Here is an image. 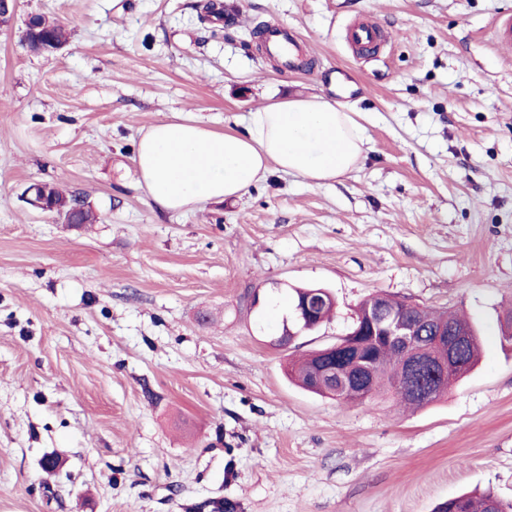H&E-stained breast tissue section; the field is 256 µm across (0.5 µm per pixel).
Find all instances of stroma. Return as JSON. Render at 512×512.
<instances>
[{"label":"stroma","mask_w":512,"mask_h":512,"mask_svg":"<svg viewBox=\"0 0 512 512\" xmlns=\"http://www.w3.org/2000/svg\"><path fill=\"white\" fill-rule=\"evenodd\" d=\"M19 0L0 30V512H434L512 500V0ZM61 21L34 54L27 14ZM388 36L357 57L347 25ZM297 35L290 71L260 47ZM334 87L363 164L328 186L278 171L184 213L136 183L142 132L176 114L243 131ZM94 214L32 210L30 182ZM336 313L277 345L288 292ZM464 312L482 357L442 399L340 404L289 382L375 293ZM61 464L46 473L42 461ZM436 512H512V503H504L492 492L480 497L460 494L440 504Z\"/></svg>","instance_id":"1"}]
</instances>
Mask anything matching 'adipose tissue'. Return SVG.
Wrapping results in <instances>:
<instances>
[{
  "label": "adipose tissue",
  "instance_id": "obj_1",
  "mask_svg": "<svg viewBox=\"0 0 512 512\" xmlns=\"http://www.w3.org/2000/svg\"><path fill=\"white\" fill-rule=\"evenodd\" d=\"M367 144L352 109L315 94L249 112L241 133H219L182 115L159 121L139 137L134 165L155 205L180 213L241 199L274 170L331 183L365 160Z\"/></svg>",
  "mask_w": 512,
  "mask_h": 512
}]
</instances>
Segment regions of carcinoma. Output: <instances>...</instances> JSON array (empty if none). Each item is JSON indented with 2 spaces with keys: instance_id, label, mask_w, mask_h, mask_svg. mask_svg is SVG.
Returning <instances> with one entry per match:
<instances>
[{
  "instance_id": "cac0c4a2",
  "label": "carcinoma",
  "mask_w": 512,
  "mask_h": 512,
  "mask_svg": "<svg viewBox=\"0 0 512 512\" xmlns=\"http://www.w3.org/2000/svg\"><path fill=\"white\" fill-rule=\"evenodd\" d=\"M44 31L59 43L66 41V28L57 20L43 18ZM302 297L310 298L314 306V313L309 320V325L315 328L328 320L335 302L331 294L324 288H296L291 298L287 299L288 307L294 308ZM391 307L396 315L409 321H423L431 327L443 328L448 333L462 334L466 338V344L460 352L461 364L455 370L450 383H455L467 376L478 364L481 356V337L476 326L465 317L453 311L432 310L415 306L404 309L397 300L392 301ZM376 364L377 377L371 387V396L390 392L399 403L415 407H424L444 396L439 393L431 398L424 395H415L408 384V380L401 375L404 365V351L385 343L370 349ZM333 359H344L342 350L338 349L325 354L317 350L308 356L287 362L288 379L296 382L304 390L322 397L336 400L340 403L348 402L333 391L327 381L320 380V374L325 364ZM436 512H512V503H505L491 492L479 497L468 494H460L440 504Z\"/></svg>"
}]
</instances>
